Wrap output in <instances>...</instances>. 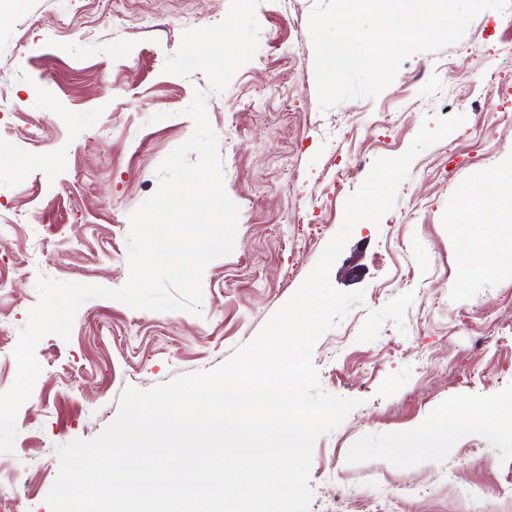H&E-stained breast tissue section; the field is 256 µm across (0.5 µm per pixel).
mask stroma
I'll return each mask as SVG.
<instances>
[{
	"label": "stroma",
	"mask_w": 512,
	"mask_h": 512,
	"mask_svg": "<svg viewBox=\"0 0 512 512\" xmlns=\"http://www.w3.org/2000/svg\"><path fill=\"white\" fill-rule=\"evenodd\" d=\"M261 0L255 58L226 91L204 72L166 73L186 30L211 26L229 0H24L0 11V393L38 300L39 275L116 289L128 278L129 214L158 187L156 169L188 139L184 110L208 94L224 185L240 208L230 255L203 276L200 315L134 310L93 298L69 338L44 336L20 407L14 451L0 454V512H50L58 447L98 436L129 387L216 368L252 341L296 292L339 230L374 162L404 154L421 126L463 116L419 153L380 224L359 222L332 266L339 291H363L315 342L322 387L360 405L317 439L309 512H512V429L453 425L450 406L505 417L512 403V211L480 188L512 171V17L478 13L457 43L417 51L376 98L321 109L309 16ZM487 76L475 89L463 71ZM353 179L337 185L350 154ZM39 158L43 167L18 163ZM417 439L396 452L397 442Z\"/></svg>",
	"instance_id": "1"
}]
</instances>
